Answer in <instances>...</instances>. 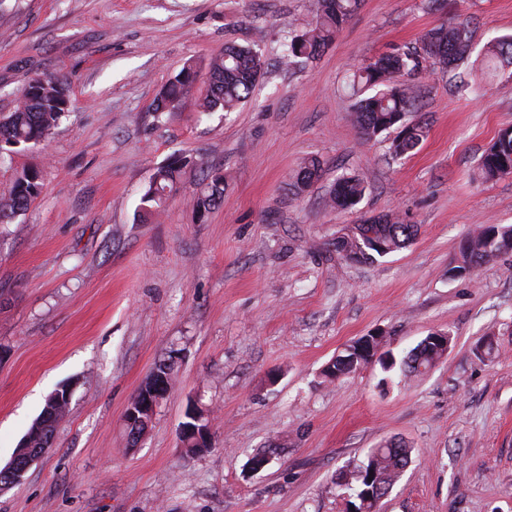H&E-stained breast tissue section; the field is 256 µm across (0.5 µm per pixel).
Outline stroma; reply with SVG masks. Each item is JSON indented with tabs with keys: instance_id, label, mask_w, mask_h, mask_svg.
I'll return each instance as SVG.
<instances>
[{
	"instance_id": "1",
	"label": "stroma",
	"mask_w": 512,
	"mask_h": 512,
	"mask_svg": "<svg viewBox=\"0 0 512 512\" xmlns=\"http://www.w3.org/2000/svg\"><path fill=\"white\" fill-rule=\"evenodd\" d=\"M315 0H5L0 112L37 75L70 80L72 110L45 141L0 156V196L38 167L40 194L0 224V467L46 397L73 388L54 446L0 512H346L341 473L396 439L412 449L379 512H512V253L449 278L462 239L512 225V175L484 184L478 159L512 126V67L482 77L478 53L512 33V0H361L331 46L291 67L289 31ZM465 23L475 53L458 72L413 76L428 127L412 155L368 140L345 86L357 67ZM258 51L268 72L238 111L155 113L188 61L207 87L224 47ZM190 160L156 220L139 218L154 170ZM320 159L311 188L295 186ZM224 200L199 213L203 172ZM367 191L326 206L336 179ZM418 224L415 240L372 265L329 241L361 216ZM434 331L452 343L424 376L365 365L322 370L345 344L383 333L395 357ZM492 340L495 356L479 345ZM173 385L137 447L124 413L157 363ZM208 412L210 450L186 456L189 404ZM278 447L250 472L259 449ZM365 192L366 185L359 176L346 174L336 180L326 199V205L339 211L352 210L362 200Z\"/></svg>"
}]
</instances>
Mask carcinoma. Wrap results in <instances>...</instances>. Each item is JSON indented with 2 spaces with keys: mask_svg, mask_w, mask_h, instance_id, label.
Masks as SVG:
<instances>
[{
  "mask_svg": "<svg viewBox=\"0 0 512 512\" xmlns=\"http://www.w3.org/2000/svg\"><path fill=\"white\" fill-rule=\"evenodd\" d=\"M360 0H317L314 26L301 33L288 31V54L285 64L291 66L301 59L318 56L333 40ZM474 45L467 26L442 24L427 31L421 45L385 54L357 69L350 80L351 96L355 99L352 112L360 133L368 138L391 129L396 130L389 146L391 154L403 157L417 149L426 137L422 123L406 121L408 113L417 109L418 95L414 85L402 83L399 77L412 76L424 70L432 61L453 71L467 60ZM485 68L494 71L512 65V35L496 37L482 48ZM265 62L262 56L247 46H228L208 63L207 88L194 96L197 81L196 66L184 65L161 89L154 111L168 112L188 104L193 111L206 115L219 110L235 112L246 104L263 77ZM70 110V82L61 75L37 76L15 96L13 110L0 113V152L8 147L33 144L46 139ZM187 159L171 155L158 166L141 198L145 214L160 213ZM320 161L310 160L297 175V186L303 190L318 179ZM512 175V126L498 131L491 145L480 157L475 178L488 183ZM41 188L40 171L25 168L15 178L8 195L0 197V224H11L25 211ZM366 185L359 176L346 174L333 185L326 205L339 211L354 209L362 200ZM224 199V178L216 177L205 185L197 199L199 211L207 212ZM418 225L398 216H363L357 223L341 229L332 242L338 255H360L358 263L371 264L379 257L406 247L413 241ZM468 246L459 249L456 265L449 271L476 270L504 254L512 253V225L483 224L467 236ZM344 358H358L357 345L351 343L336 357V374L347 375L355 368L344 364ZM441 359V354L420 346L412 348L402 360L405 375H420ZM55 427L45 425L32 435V447L45 452L52 447ZM412 449L403 441H389L367 453L366 461L357 471L360 488L367 480L388 491L399 480L409 463Z\"/></svg>",
  "mask_w": 512,
  "mask_h": 512,
  "instance_id": "obj_1",
  "label": "carcinoma"
}]
</instances>
